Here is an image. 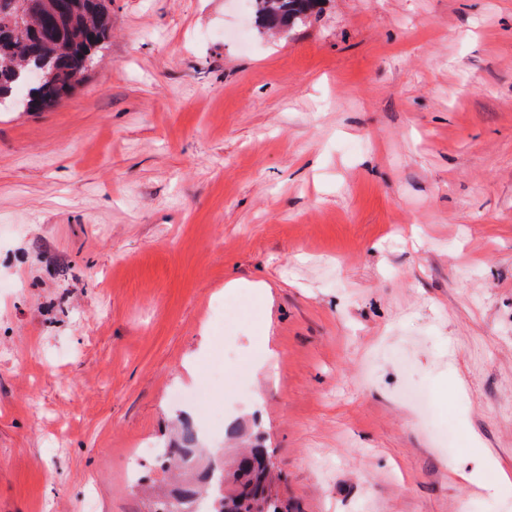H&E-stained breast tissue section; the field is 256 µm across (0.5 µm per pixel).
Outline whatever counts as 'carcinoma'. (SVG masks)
Segmentation results:
<instances>
[{
    "label": "carcinoma",
    "mask_w": 512,
    "mask_h": 512,
    "mask_svg": "<svg viewBox=\"0 0 512 512\" xmlns=\"http://www.w3.org/2000/svg\"><path fill=\"white\" fill-rule=\"evenodd\" d=\"M44 17L23 27L0 10V98H16L28 89L23 107L51 108L71 94L96 63L101 42L112 29V0H41ZM257 18L268 30H289L306 23L320 0H255ZM188 447L164 449L165 468L186 472L185 453L196 449V436L187 428ZM263 445L246 448L230 471L216 468L214 481L191 486L193 497L208 500V512H278V476L267 466Z\"/></svg>",
    "instance_id": "carcinoma-1"
}]
</instances>
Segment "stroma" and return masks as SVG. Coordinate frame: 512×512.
<instances>
[{
  "label": "stroma",
  "instance_id": "obj_1",
  "mask_svg": "<svg viewBox=\"0 0 512 512\" xmlns=\"http://www.w3.org/2000/svg\"><path fill=\"white\" fill-rule=\"evenodd\" d=\"M220 364L216 429L177 396ZM191 417L294 512H512V0H112L0 112V512H151ZM321 0H255L257 18L268 30L304 25L318 9Z\"/></svg>",
  "mask_w": 512,
  "mask_h": 512
}]
</instances>
